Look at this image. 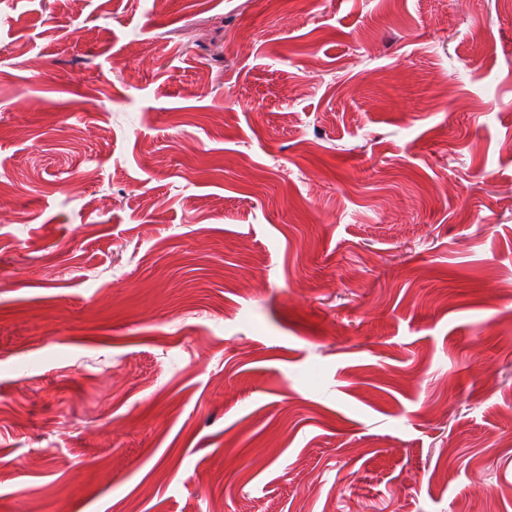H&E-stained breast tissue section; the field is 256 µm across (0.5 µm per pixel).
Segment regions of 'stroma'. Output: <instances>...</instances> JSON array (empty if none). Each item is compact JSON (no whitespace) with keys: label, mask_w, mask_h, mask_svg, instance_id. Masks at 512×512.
Here are the masks:
<instances>
[{"label":"stroma","mask_w":512,"mask_h":512,"mask_svg":"<svg viewBox=\"0 0 512 512\" xmlns=\"http://www.w3.org/2000/svg\"><path fill=\"white\" fill-rule=\"evenodd\" d=\"M0 190V512H512V0H0Z\"/></svg>","instance_id":"obj_1"}]
</instances>
